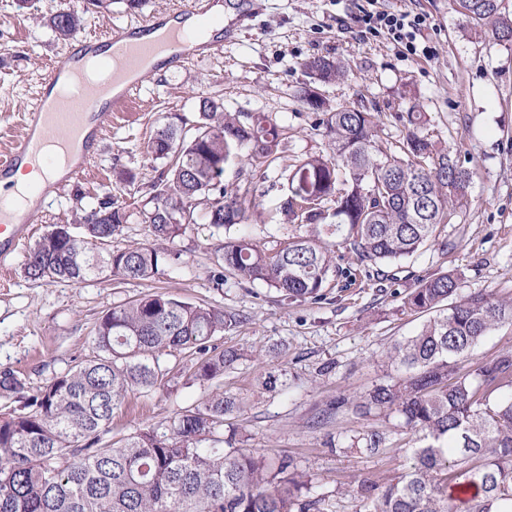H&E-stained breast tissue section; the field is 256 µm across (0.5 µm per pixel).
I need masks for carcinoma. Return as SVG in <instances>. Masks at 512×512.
<instances>
[{
    "label": "carcinoma",
    "instance_id": "carcinoma-1",
    "mask_svg": "<svg viewBox=\"0 0 512 512\" xmlns=\"http://www.w3.org/2000/svg\"><path fill=\"white\" fill-rule=\"evenodd\" d=\"M474 35L512 44V14L503 0H455ZM47 23L60 40L73 38L83 16L71 6ZM312 84L349 77L345 62L325 56L304 63ZM301 100L321 114L330 156H308L288 175L279 211L306 228L269 251L245 237L229 239L218 256L224 271L242 283H261L291 302L326 299L329 277L348 287L356 268L410 258L431 246L451 252L440 226L467 203L474 171L429 132L430 116L412 104L393 119L404 135L394 147L379 144L380 115L345 102L330 107ZM197 132L189 139L171 124L149 144L170 159L158 177L153 205L142 210L154 244L112 249V236L132 213L112 197L75 214L82 235L69 238L55 225L29 248L24 271L33 281L79 285L106 274L123 280L153 277L176 259L159 246L193 220V205L206 202L210 224L225 230L244 217L243 202L213 168L241 156L261 161L280 145L276 125L261 113L224 111L218 98L199 101ZM331 222L324 223L325 219ZM354 261L336 262L332 247ZM455 270L417 279L404 308L425 320L418 331L393 343L385 355L397 377L373 388L365 400L338 398L322 420L344 408L393 415L415 436L410 464L398 476L363 479L358 495L368 512H458L450 490L465 485L476 494L464 512H512V355L503 354L465 375L460 365L493 329L512 323V299L462 293ZM224 310L156 292L115 306L97 321L92 350L44 389L27 394L9 371L0 390L19 406L0 418V512H322L325 498L288 460L251 448L224 447V416L238 402L220 391L224 371L244 357L214 338L236 326ZM188 350L198 355L192 381L210 389L198 406L117 441L115 411L138 390L170 382L159 356ZM350 448L371 454L385 437L363 431Z\"/></svg>",
    "mask_w": 512,
    "mask_h": 512
}]
</instances>
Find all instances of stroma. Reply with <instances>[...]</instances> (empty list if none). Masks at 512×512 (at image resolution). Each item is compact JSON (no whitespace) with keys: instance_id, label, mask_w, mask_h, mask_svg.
I'll return each instance as SVG.
<instances>
[{"instance_id":"1","label":"stroma","mask_w":512,"mask_h":512,"mask_svg":"<svg viewBox=\"0 0 512 512\" xmlns=\"http://www.w3.org/2000/svg\"><path fill=\"white\" fill-rule=\"evenodd\" d=\"M182 0H112L102 12L87 0H69L83 15V34L103 33L166 12ZM253 20L236 28L221 54L177 68H166L135 91L131 104L112 125L88 169L59 194L47 198L31 226L38 239L51 226L68 224L74 212L112 194L132 213L130 224L112 238L124 248L151 239L140 210L150 185L166 167L152 157L148 143L167 122L195 125L205 97L224 102L232 113L262 112L278 126L281 143L266 162L234 161L224 183L250 203L241 223L230 229L207 224L204 206L194 222L170 242L177 260L155 277L124 281L100 276L80 285L36 283L24 272L27 251L19 249L0 277V371L11 370L28 391L43 389L89 352L99 317L114 306L155 291L190 303H204L234 314L237 326L217 336L221 347L244 354L225 372L221 389L243 400L224 419L244 445L271 458L292 460L310 479L313 492L325 496V512H366L357 493L360 480L400 473L411 437L397 418L363 417L346 410L321 426L313 420L339 397L359 399L381 382L385 354L394 341L412 335L420 316L403 307L417 278L450 269L464 277L465 290L498 298L512 297V45L471 33L453 0H380L382 8L430 16L427 37L433 59H411L386 36L363 38L354 18L365 0H258ZM60 0H0V150L20 130V115L50 66L69 48L44 22ZM349 64L347 81L322 88L330 104L361 101L385 118L381 141L402 133L391 113L418 98L431 116V131L451 150L471 161L474 170L467 204L443 233L455 244L448 256L423 248L400 265L386 268V280L370 278L361 287L330 292L320 303L279 300L263 284H240L233 277L216 282V252L229 238L246 234L267 249L299 234L277 210L288 193V175L310 155H328L319 117L300 99L309 77L303 67L314 56ZM126 170L133 184L118 182ZM195 361L188 352L162 355L170 372L168 386L131 394L112 417V437L159 424L202 402L207 391L189 380ZM283 372V383L269 390L268 371ZM375 429L386 437L383 452L349 450L350 435Z\"/></svg>"}]
</instances>
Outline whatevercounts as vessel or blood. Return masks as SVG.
I'll return each mask as SVG.
<instances>
[{
    "instance_id": "obj_1",
    "label": "vessel or blood",
    "mask_w": 512,
    "mask_h": 512,
    "mask_svg": "<svg viewBox=\"0 0 512 512\" xmlns=\"http://www.w3.org/2000/svg\"><path fill=\"white\" fill-rule=\"evenodd\" d=\"M215 0H184L175 17H196L213 25L210 9ZM166 17L149 15L136 24L109 27L103 34L77 39L38 85L27 108L21 133L0 156V181L12 176L29 161L48 169L42 181L31 188L36 200L59 193L76 179L96 157V145L105 123L121 108L131 93L143 86L157 65L178 67L210 58L224 49L220 36L167 29ZM110 68L113 94L95 92L68 94V87L81 82L87 63ZM32 210L13 208L0 199V260L19 247L33 221Z\"/></svg>"
}]
</instances>
